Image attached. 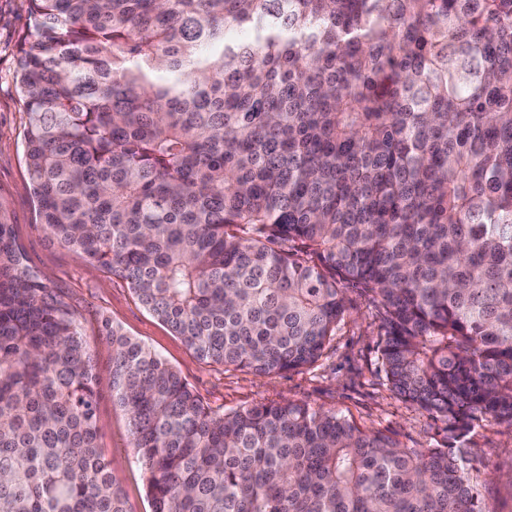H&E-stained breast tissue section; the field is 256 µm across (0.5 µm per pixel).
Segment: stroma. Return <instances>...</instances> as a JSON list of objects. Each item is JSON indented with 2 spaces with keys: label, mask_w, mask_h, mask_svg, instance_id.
Instances as JSON below:
<instances>
[{
  "label": "stroma",
  "mask_w": 512,
  "mask_h": 512,
  "mask_svg": "<svg viewBox=\"0 0 512 512\" xmlns=\"http://www.w3.org/2000/svg\"><path fill=\"white\" fill-rule=\"evenodd\" d=\"M33 26L29 0H0V204L27 265L47 274L77 313L95 363L98 442L128 512H152L146 474L130 445L128 417L112 400V347L104 324L118 326L181 372L218 413L283 399L336 412L364 430L381 431L405 448L444 442L445 423L398 398L380 355L378 301L348 288L349 311L322 357L286 373L258 376L246 369L201 364L183 339L149 314L127 283L54 241L40 224L24 153L27 115L16 82V44ZM469 446L477 458V491L491 512H512V425L480 421Z\"/></svg>",
  "instance_id": "obj_1"
}]
</instances>
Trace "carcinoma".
Instances as JSON below:
<instances>
[{
  "instance_id": "cac0c4a2",
  "label": "carcinoma",
  "mask_w": 512,
  "mask_h": 512,
  "mask_svg": "<svg viewBox=\"0 0 512 512\" xmlns=\"http://www.w3.org/2000/svg\"><path fill=\"white\" fill-rule=\"evenodd\" d=\"M40 224L205 365L316 363L378 297L402 448L290 400L217 414L104 323L153 512H491L475 422L512 425V0H29ZM94 358L0 203V512H128Z\"/></svg>"
}]
</instances>
